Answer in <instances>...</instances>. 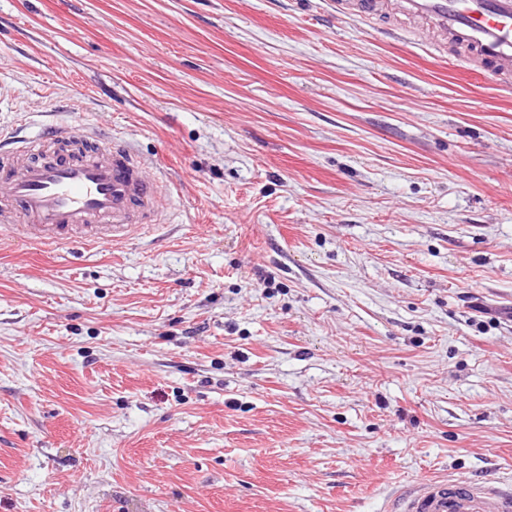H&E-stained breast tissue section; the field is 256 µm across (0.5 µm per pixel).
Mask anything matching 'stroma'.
<instances>
[{
	"instance_id": "stroma-1",
	"label": "stroma",
	"mask_w": 512,
	"mask_h": 512,
	"mask_svg": "<svg viewBox=\"0 0 512 512\" xmlns=\"http://www.w3.org/2000/svg\"><path fill=\"white\" fill-rule=\"evenodd\" d=\"M331 0H0V135L91 123L161 226L0 235V512H384L512 479V83Z\"/></svg>"
}]
</instances>
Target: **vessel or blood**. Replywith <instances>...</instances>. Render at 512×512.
Instances as JSON below:
<instances>
[{
    "instance_id": "obj_1",
    "label": "vessel or blood",
    "mask_w": 512,
    "mask_h": 512,
    "mask_svg": "<svg viewBox=\"0 0 512 512\" xmlns=\"http://www.w3.org/2000/svg\"><path fill=\"white\" fill-rule=\"evenodd\" d=\"M365 21L400 12L457 43L483 73L512 79V0H333ZM170 192L123 143L80 124L51 125L0 165V229L33 247L122 243L159 225ZM388 512H512V485L421 478Z\"/></svg>"
}]
</instances>
